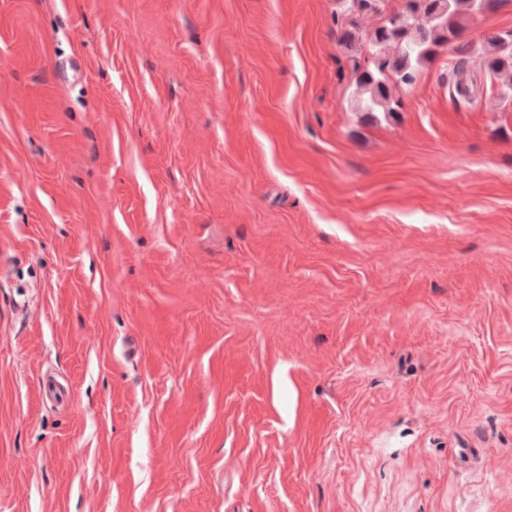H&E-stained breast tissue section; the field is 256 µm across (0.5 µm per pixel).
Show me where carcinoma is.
<instances>
[{
	"label": "carcinoma",
	"instance_id": "1",
	"mask_svg": "<svg viewBox=\"0 0 512 512\" xmlns=\"http://www.w3.org/2000/svg\"><path fill=\"white\" fill-rule=\"evenodd\" d=\"M344 2L343 16L351 20L348 26L340 28L339 39L347 42L358 31L352 16L380 15L386 0ZM474 14V0H403L399 9L384 17L382 25L366 33L367 63L354 69L353 111H399L402 102L392 96L390 88L411 86L424 62L436 54L437 48L447 45L457 55L449 70L450 98L458 105H475L477 97L464 80L473 51V43L466 35ZM481 47L487 79L500 81L504 97L511 99L512 30L484 33Z\"/></svg>",
	"mask_w": 512,
	"mask_h": 512
}]
</instances>
